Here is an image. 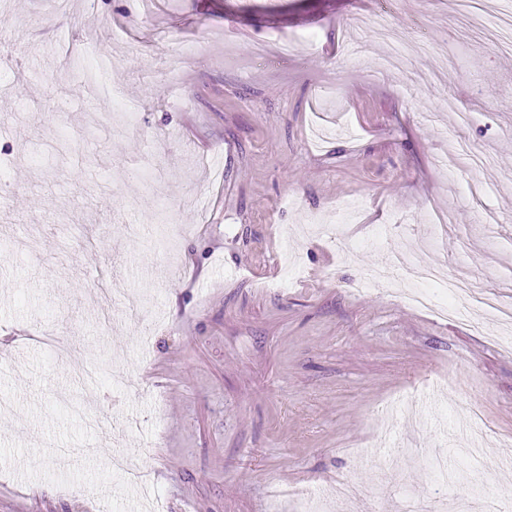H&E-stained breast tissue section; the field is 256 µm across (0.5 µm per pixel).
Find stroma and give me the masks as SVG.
Masks as SVG:
<instances>
[{"label": "stroma", "instance_id": "obj_1", "mask_svg": "<svg viewBox=\"0 0 512 512\" xmlns=\"http://www.w3.org/2000/svg\"><path fill=\"white\" fill-rule=\"evenodd\" d=\"M277 2L0 10V512H293L344 483L355 499L326 512H405L407 486L428 512L468 486L439 489L399 444L461 478L472 431L500 462L474 512H512L505 325L415 308L414 273L359 288L402 250L512 308V0ZM176 42L195 50L173 91ZM103 80L136 127L93 95ZM351 200L337 242L309 230ZM287 249L302 267L284 287ZM116 288L144 303L105 326ZM116 451L148 489L113 476Z\"/></svg>", "mask_w": 512, "mask_h": 512}]
</instances>
